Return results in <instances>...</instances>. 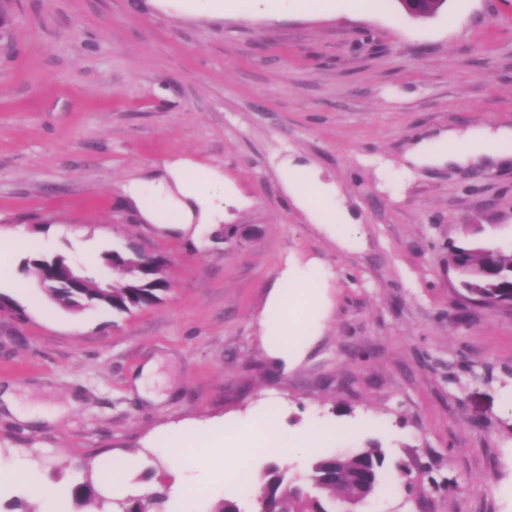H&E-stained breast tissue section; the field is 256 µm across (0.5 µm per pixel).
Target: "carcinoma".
Segmentation results:
<instances>
[{
  "mask_svg": "<svg viewBox=\"0 0 512 512\" xmlns=\"http://www.w3.org/2000/svg\"><path fill=\"white\" fill-rule=\"evenodd\" d=\"M102 262H111L110 269L117 279L102 286L95 278L77 272V287L62 285L47 289L49 298L60 307L80 311L88 305H99L117 313H130L152 306L162 300L170 283L163 271L164 263L148 260L136 253L107 250L101 255ZM448 262L458 276L459 287L466 299L482 307L512 306V251L501 246L477 240L448 246ZM70 261L63 255L51 258L34 254L24 260V271L43 284V280L68 269ZM385 452L379 445L359 448L336 466L335 454L323 453L315 457L305 479L287 476L275 464L269 466L259 481L250 482L256 493L274 508L275 512H331L328 506L336 500L354 495L357 489V472L363 466L369 468L372 482L381 487ZM340 468L337 480H325L334 468Z\"/></svg>",
  "mask_w": 512,
  "mask_h": 512,
  "instance_id": "obj_1",
  "label": "carcinoma"
}]
</instances>
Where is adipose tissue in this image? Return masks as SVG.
<instances>
[{
    "label": "adipose tissue",
    "instance_id": "adipose-tissue-1",
    "mask_svg": "<svg viewBox=\"0 0 512 512\" xmlns=\"http://www.w3.org/2000/svg\"><path fill=\"white\" fill-rule=\"evenodd\" d=\"M512 141V130L490 131L474 128L463 135L443 134L419 141L407 155L408 165L420 168L445 162L467 165L477 158L503 159L505 146ZM168 180L154 187L153 196H145L139 185L125 187L126 196L133 202L144 220L161 226L192 224L211 225L224 209V175L216 169L207 170L202 177L193 179L186 172L184 162L177 161L168 168ZM284 179L291 186L297 200L304 207L317 210L323 224L330 227L342 245L352 247L358 242L352 225L336 221V208L324 200L312 185L299 183L293 172H285ZM321 283L314 274H300L283 269L272 288L259 322L264 330V340L272 359L283 365L298 361L312 342V334L305 327L287 336L278 335L276 326L283 315L299 306H307L310 299L323 297Z\"/></svg>",
    "mask_w": 512,
    "mask_h": 512
}]
</instances>
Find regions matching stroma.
I'll use <instances>...</instances> for the list:
<instances>
[{"mask_svg":"<svg viewBox=\"0 0 512 512\" xmlns=\"http://www.w3.org/2000/svg\"><path fill=\"white\" fill-rule=\"evenodd\" d=\"M15 0L0 56V233L19 239L0 295V463L34 464L41 495L0 488L25 512H114L126 497L204 484L254 512L251 490L213 484L202 459L237 451L213 422L270 414L282 434L324 431L335 452L380 443L386 481L358 512H512V309L466 302L448 246L512 242V163L405 168L425 137L512 128V0H448L416 19L399 0ZM224 173V221L165 229L124 194L170 163ZM331 192L346 248L288 194L284 169ZM135 247L168 260L161 303L69 312L22 270L33 254ZM326 276L318 331L283 366L258 316L285 265ZM155 365L153 399L132 375ZM182 446L180 459L168 450ZM426 466L406 484L404 464ZM105 500L74 496L85 472Z\"/></svg>","mask_w":512,"mask_h":512,"instance_id":"35a3bbf8","label":"stroma"}]
</instances>
